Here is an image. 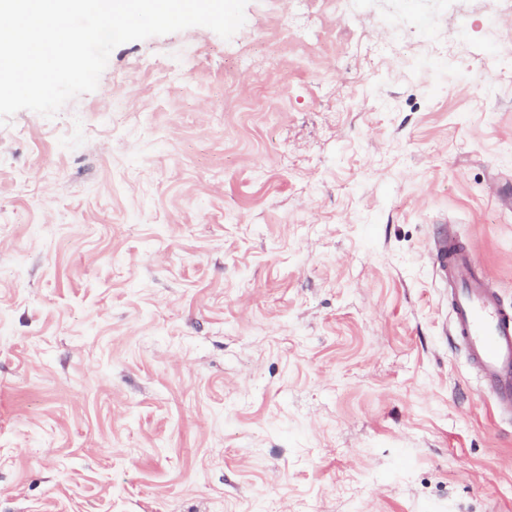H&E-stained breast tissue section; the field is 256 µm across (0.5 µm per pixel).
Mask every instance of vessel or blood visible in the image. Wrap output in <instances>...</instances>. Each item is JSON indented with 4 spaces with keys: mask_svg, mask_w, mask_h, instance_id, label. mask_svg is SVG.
<instances>
[{
    "mask_svg": "<svg viewBox=\"0 0 512 512\" xmlns=\"http://www.w3.org/2000/svg\"><path fill=\"white\" fill-rule=\"evenodd\" d=\"M429 259L448 292L454 342L466 351L498 413L511 417L512 308L490 278L477 271L474 247L455 234L435 236Z\"/></svg>",
    "mask_w": 512,
    "mask_h": 512,
    "instance_id": "vessel-or-blood-1",
    "label": "vessel or blood"
}]
</instances>
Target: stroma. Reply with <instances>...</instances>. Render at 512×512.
Returning a JSON list of instances; mask_svg holds the SVG:
<instances>
[{"label": "stroma", "mask_w": 512, "mask_h": 512, "mask_svg": "<svg viewBox=\"0 0 512 512\" xmlns=\"http://www.w3.org/2000/svg\"><path fill=\"white\" fill-rule=\"evenodd\" d=\"M245 17L0 125V512H512L428 257L512 304V0Z\"/></svg>", "instance_id": "obj_1"}]
</instances>
